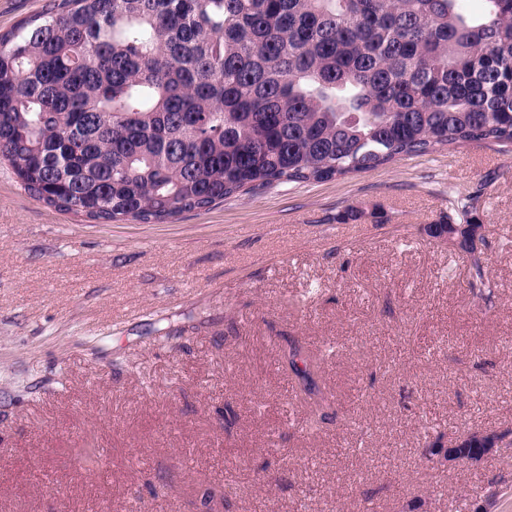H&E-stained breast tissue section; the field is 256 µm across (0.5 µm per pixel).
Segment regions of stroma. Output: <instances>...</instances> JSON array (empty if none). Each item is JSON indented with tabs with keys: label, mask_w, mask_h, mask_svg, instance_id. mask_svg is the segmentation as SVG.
Instances as JSON below:
<instances>
[{
	"label": "stroma",
	"mask_w": 512,
	"mask_h": 512,
	"mask_svg": "<svg viewBox=\"0 0 512 512\" xmlns=\"http://www.w3.org/2000/svg\"><path fill=\"white\" fill-rule=\"evenodd\" d=\"M475 188L489 301L469 255L423 231ZM281 333L319 361V430ZM480 429L512 431V150L403 156L163 224L58 211L0 164V512H512V454H424Z\"/></svg>",
	"instance_id": "35a3bbf8"
}]
</instances>
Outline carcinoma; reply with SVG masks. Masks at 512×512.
<instances>
[{
	"instance_id": "cac0c4a2",
	"label": "carcinoma",
	"mask_w": 512,
	"mask_h": 512,
	"mask_svg": "<svg viewBox=\"0 0 512 512\" xmlns=\"http://www.w3.org/2000/svg\"><path fill=\"white\" fill-rule=\"evenodd\" d=\"M461 2L50 0L0 34V163L58 211L150 224L274 183L512 145V0L476 19ZM477 197L452 199L459 223ZM472 270L470 287H490L478 255ZM285 342L314 429L317 363Z\"/></svg>"
}]
</instances>
